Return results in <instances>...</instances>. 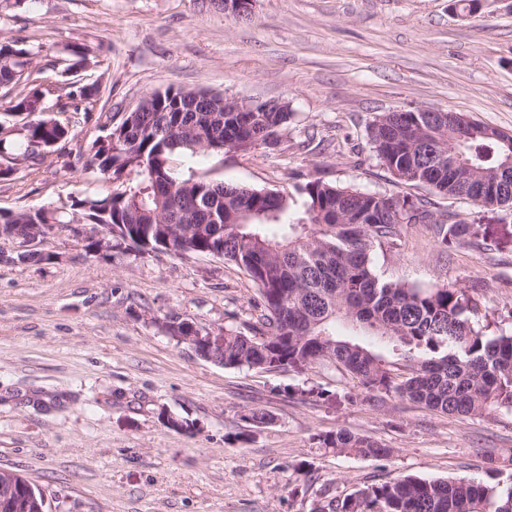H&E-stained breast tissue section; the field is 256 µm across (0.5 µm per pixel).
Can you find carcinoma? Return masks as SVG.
Returning <instances> with one entry per match:
<instances>
[{"label":"carcinoma","mask_w":512,"mask_h":512,"mask_svg":"<svg viewBox=\"0 0 512 512\" xmlns=\"http://www.w3.org/2000/svg\"><path fill=\"white\" fill-rule=\"evenodd\" d=\"M69 64L96 63L85 44L66 47ZM38 52L22 39L0 38V87L21 88L11 101L15 122L0 124V154L13 161L57 151L69 130L54 115L95 111L100 87L49 79ZM292 112H229L224 96L168 87L145 96L137 110L89 146V165L112 181L105 197L71 196L58 205L0 211V238L40 246L19 262H51L46 227L87 224L88 253L112 244L143 254L211 255L243 270L259 294L265 336L224 329L226 367L302 373L332 364L369 392L393 394L443 414L512 411V334L487 333L470 298L457 288L422 289L384 281L371 264L376 248L392 244L400 227L431 212L407 197L341 187L319 178L282 190H243L202 178H180L175 157L196 151L247 152L269 145ZM428 113L384 112L368 126L376 156L398 180L426 185L446 198L474 201L496 186L488 203H512V137L483 124ZM440 247L479 241L472 224L434 222ZM338 452L386 458L391 449L346 430L321 437ZM28 479L0 469V495ZM314 512H512V483L503 488L473 479L402 476L355 496L322 501Z\"/></svg>","instance_id":"cac0c4a2"}]
</instances>
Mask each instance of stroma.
Returning <instances> with one entry per match:
<instances>
[{
    "label": "stroma",
    "instance_id": "35a3bbf8",
    "mask_svg": "<svg viewBox=\"0 0 512 512\" xmlns=\"http://www.w3.org/2000/svg\"><path fill=\"white\" fill-rule=\"evenodd\" d=\"M256 0L251 20L213 0H0V38L39 47L54 78L67 45L99 64L95 112H63L57 152L0 179V210L106 196L88 144L151 91L183 86L245 100L288 101L272 149L179 156L178 175L279 189L306 178L432 202L475 225L489 250L441 249L430 225L403 227L372 252L384 280L459 288L479 316L512 330V209L444 199L388 172L367 137L396 109L451 110L512 133V0ZM55 263H17L0 239V468L46 491L52 512H313L329 498L404 476L496 483L512 472V413H436L366 392L331 365L306 373L224 367L167 332L170 321L252 334L258 294L238 267L211 256L87 255L57 228ZM320 386L329 397L311 395ZM266 413L253 425L249 410ZM182 422L171 428L169 419ZM345 429L392 453L336 452Z\"/></svg>",
    "mask_w": 512,
    "mask_h": 512
}]
</instances>
